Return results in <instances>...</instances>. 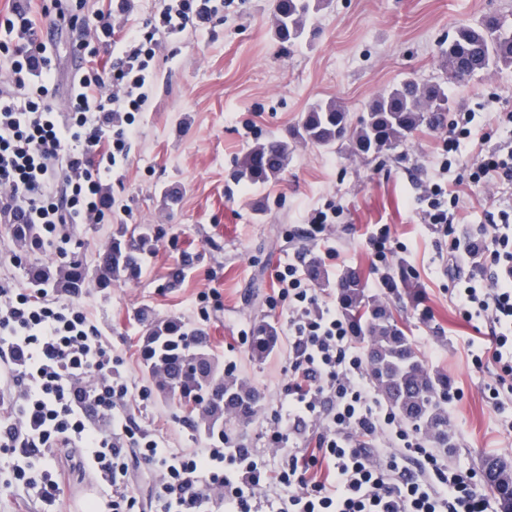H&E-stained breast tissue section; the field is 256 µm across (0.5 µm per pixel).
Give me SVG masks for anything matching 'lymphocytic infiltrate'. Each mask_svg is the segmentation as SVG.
Segmentation results:
<instances>
[{
	"mask_svg": "<svg viewBox=\"0 0 512 512\" xmlns=\"http://www.w3.org/2000/svg\"><path fill=\"white\" fill-rule=\"evenodd\" d=\"M32 2L12 0L0 20V223L36 225L41 247L57 251L72 225L111 215L112 185L125 176L163 44L218 18L224 0H163L117 48L123 6L50 0L37 12ZM41 15L68 29L78 57L108 49V65L62 76ZM474 119L455 114L417 208L448 241L457 308L488 330L468 354L490 371L486 398L500 411L512 395V194L463 238L453 228L460 196L448 189ZM466 182L512 187V140L481 154ZM274 278L291 339L288 382L265 431L281 453L274 471L229 439L169 452L128 417L129 398L149 394L135 389L79 297L48 300L1 279L0 457L13 464L0 488L34 495L42 512H56L70 470L103 486L108 512H496L476 472L448 467L425 432L382 407L348 324L297 265ZM140 468L152 476L144 497L133 486Z\"/></svg>",
	"mask_w": 512,
	"mask_h": 512,
	"instance_id": "lymphocytic-infiltrate-1",
	"label": "lymphocytic infiltrate"
}]
</instances>
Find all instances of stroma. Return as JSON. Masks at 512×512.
<instances>
[{"label":"stroma","instance_id":"obj_1","mask_svg":"<svg viewBox=\"0 0 512 512\" xmlns=\"http://www.w3.org/2000/svg\"><path fill=\"white\" fill-rule=\"evenodd\" d=\"M274 4L233 0L223 19L187 30L157 60L158 80L138 116L140 135L126 177L112 187L114 215L74 228L68 256L87 262L123 224L147 228L154 240L138 282L94 284L82 298L132 382L151 391L147 401H129L130 418L176 452L210 441L177 396L156 390L149 377L142 354L145 309L153 320L174 319L202 330L219 364L233 365L238 378L262 392L257 415L232 436L277 466L280 454L263 433L288 381L289 340L287 304L269 303L276 293L273 274L287 259L313 253L329 274L361 269L370 294L399 311L425 366L447 375L458 393L448 406L457 446L448 465L477 472L489 456L512 465V431L482 393L489 375L476 371L467 356L466 342L481 324L464 321L451 302L442 245L413 205L437 165L446 126L420 127L404 145L377 158L290 135L315 101L336 99L356 120L377 95L404 79L440 80L441 55L455 30L487 14L512 20V0H329L312 21L313 36L287 50L274 35ZM448 97L451 112H474L484 136L462 144L463 166L512 138V131L489 125L490 113L512 112V67L449 84ZM270 136L288 144L281 179L264 185L234 181L238 160ZM170 189L179 201L169 208L163 195ZM331 202L343 208L336 222L324 228L310 223L311 212ZM382 224L392 238L383 260L369 243ZM400 261L410 269L430 319L383 287L384 276ZM212 287L216 295L199 302L198 293ZM262 322L275 324L279 339L257 360L251 336Z\"/></svg>","mask_w":512,"mask_h":512}]
</instances>
